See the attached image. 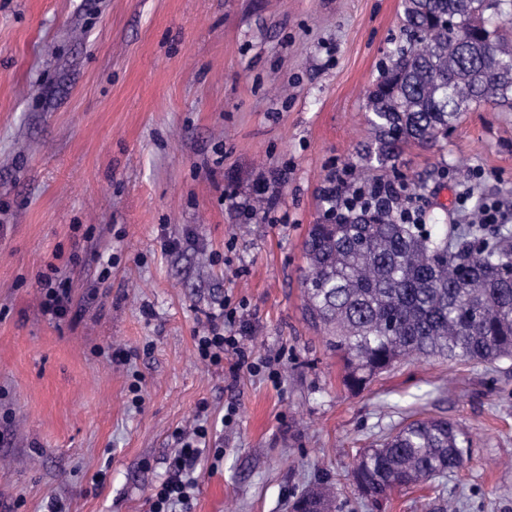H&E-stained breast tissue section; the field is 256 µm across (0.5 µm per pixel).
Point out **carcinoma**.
Listing matches in <instances>:
<instances>
[{"instance_id": "carcinoma-1", "label": "carcinoma", "mask_w": 512, "mask_h": 512, "mask_svg": "<svg viewBox=\"0 0 512 512\" xmlns=\"http://www.w3.org/2000/svg\"><path fill=\"white\" fill-rule=\"evenodd\" d=\"M396 48L367 97L370 143L350 163L370 182L403 147L448 139L480 105L512 111V0H404ZM302 277L308 322L326 330L345 383L362 387L410 355L470 364L512 360V245L452 250L448 232L400 224L390 207L312 224ZM466 440L446 419L401 425L356 459L357 491L378 500L464 465ZM299 501L327 512L317 487Z\"/></svg>"}]
</instances>
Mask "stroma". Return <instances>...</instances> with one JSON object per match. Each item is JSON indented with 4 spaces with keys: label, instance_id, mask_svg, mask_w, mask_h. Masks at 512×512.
<instances>
[{
    "label": "stroma",
    "instance_id": "1",
    "mask_svg": "<svg viewBox=\"0 0 512 512\" xmlns=\"http://www.w3.org/2000/svg\"><path fill=\"white\" fill-rule=\"evenodd\" d=\"M401 0H0V512H151L179 430H209L190 512H290L316 485L333 512H512V361L410 359L364 388L304 317L303 242L323 191L370 138L366 93ZM223 166H214L216 149ZM287 169L275 223L226 194ZM382 178L424 220L512 235V112L464 113ZM181 240L163 250L159 231ZM111 247L99 282L92 249ZM72 311L44 315L48 264ZM279 376L206 365L219 303ZM442 417L468 460L379 503L349 481L401 424Z\"/></svg>",
    "mask_w": 512,
    "mask_h": 512
}]
</instances>
